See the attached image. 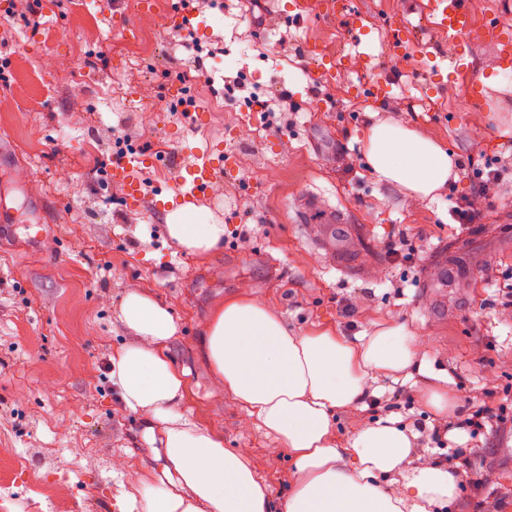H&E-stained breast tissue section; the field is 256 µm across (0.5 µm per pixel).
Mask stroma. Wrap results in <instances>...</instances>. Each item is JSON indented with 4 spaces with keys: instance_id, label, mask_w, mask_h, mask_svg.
I'll return each instance as SVG.
<instances>
[{
    "instance_id": "obj_1",
    "label": "stroma",
    "mask_w": 512,
    "mask_h": 512,
    "mask_svg": "<svg viewBox=\"0 0 512 512\" xmlns=\"http://www.w3.org/2000/svg\"><path fill=\"white\" fill-rule=\"evenodd\" d=\"M129 2L54 0L39 27L15 16L0 43L9 79L0 88V458L17 465L0 481V506L56 512L54 499L38 492L49 484L71 512H122L131 476L153 485L162 478L145 422L108 378L109 356L127 334L120 305L135 288L178 324L169 351L185 373L182 413L223 434L266 487L272 512H283L293 488L292 463L242 407L214 394L199 347L211 308L241 291L273 306L298 336L330 330L355 342L398 319L419 337L423 365L378 376L370 398L339 410L337 442L376 417L429 425L422 396L442 386L463 411L494 382L512 412V325L501 308L512 295V173L485 194L475 176L512 155V132L491 118L497 105L512 117V94L487 86L473 100L466 90L473 75L494 68V48L426 27L423 0H346L335 19L322 16L321 0H301L297 13L275 0L262 27L243 0H216L200 39L218 55L199 71L174 25L181 0H164L154 21L156 58L121 54L119 22L137 17ZM357 16L372 46L391 47L402 21L421 41L404 57L379 56L366 67ZM323 36L342 45L349 88L318 76V60L307 55ZM27 44L33 52L22 53ZM48 57L81 80L44 77ZM181 80L203 115L198 124L170 95ZM372 80L389 85L404 124L472 161L437 200L411 202L371 173L364 135L383 106L363 92ZM284 89L295 110L278 135L247 99L273 105ZM20 126L38 133L35 150L20 144ZM126 131L136 135L132 149L162 159L143 169L151 183L134 206L108 174L112 136ZM224 148L236 151V171L192 203L201 221L223 225L224 240L191 254L168 237L167 213L154 203L175 172ZM312 191L349 218L346 267L332 260L320 222L300 217ZM466 203L476 218L458 234L450 211ZM393 246L418 252L422 271L394 261ZM462 448L468 476L444 512H482L491 501L512 512V431L488 424Z\"/></svg>"
}]
</instances>
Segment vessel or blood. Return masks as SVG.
Returning <instances> with one entry per match:
<instances>
[{"label": "vessel or blood", "instance_id": "b4317fda", "mask_svg": "<svg viewBox=\"0 0 512 512\" xmlns=\"http://www.w3.org/2000/svg\"><path fill=\"white\" fill-rule=\"evenodd\" d=\"M425 13L431 19L433 28L461 38L471 33L493 41L497 52V66L503 71H512V34L502 29L497 17H490L481 28H474L468 0H427ZM236 153H225L220 162H213L210 157L203 156L185 174L175 179L174 192L177 197L191 201L206 191L211 182L220 172H234L237 166ZM151 155L138 151L123 153L115 158L109 169L113 182L121 184L126 190L130 203H138L139 174L143 167L153 164ZM320 213L322 223L328 225L344 223V216L334 208L326 206L319 197L307 196L301 207L302 217L311 213Z\"/></svg>", "mask_w": 512, "mask_h": 512}]
</instances>
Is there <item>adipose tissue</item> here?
<instances>
[{
  "label": "adipose tissue",
  "mask_w": 512,
  "mask_h": 512,
  "mask_svg": "<svg viewBox=\"0 0 512 512\" xmlns=\"http://www.w3.org/2000/svg\"><path fill=\"white\" fill-rule=\"evenodd\" d=\"M364 153L378 181L401 185L415 200H436L458 167L440 143L398 122L371 126ZM166 231L196 254L224 238L223 225L198 223L187 204L168 213ZM120 319L130 336L109 357V379L146 421V435L158 437L166 477L129 497L128 512H270L266 488L241 456L181 413L187 385L169 353L178 331L169 310L135 289ZM201 348L218 391L291 457L296 483L284 512H432L454 499L453 467L427 464L402 475L417 434L398 419L367 422L336 445V410L360 402L376 374L416 364L421 344L407 323L390 321L355 344L330 331L295 336L274 308L240 295L211 310Z\"/></svg>",
  "instance_id": "ef3b65f1"
}]
</instances>
